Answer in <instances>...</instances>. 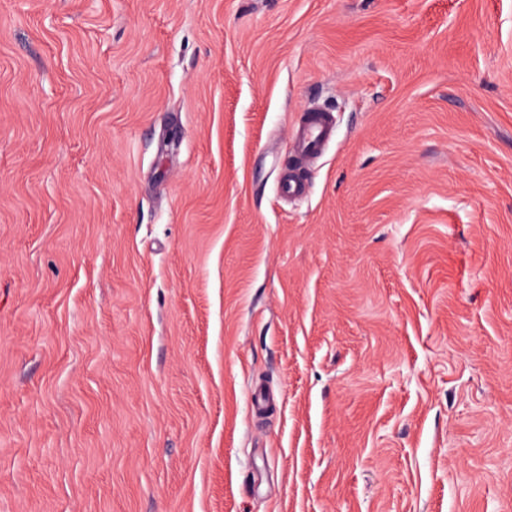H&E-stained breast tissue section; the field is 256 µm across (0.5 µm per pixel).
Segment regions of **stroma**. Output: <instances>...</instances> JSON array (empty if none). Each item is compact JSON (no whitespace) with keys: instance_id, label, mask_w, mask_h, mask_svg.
Listing matches in <instances>:
<instances>
[{"instance_id":"obj_1","label":"stroma","mask_w":512,"mask_h":512,"mask_svg":"<svg viewBox=\"0 0 512 512\" xmlns=\"http://www.w3.org/2000/svg\"><path fill=\"white\" fill-rule=\"evenodd\" d=\"M0 512H512V0H0ZM331 131V123L327 114H318L317 118L304 123L300 132H296L295 141L298 151L310 156L318 153Z\"/></svg>"}]
</instances>
